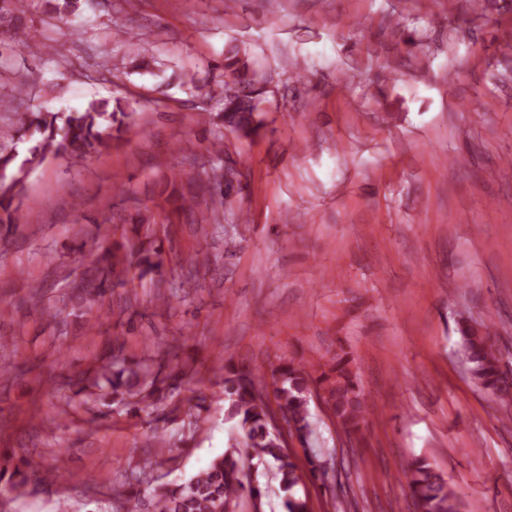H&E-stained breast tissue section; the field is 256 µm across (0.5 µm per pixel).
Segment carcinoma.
<instances>
[{"instance_id": "1", "label": "carcinoma", "mask_w": 512, "mask_h": 512, "mask_svg": "<svg viewBox=\"0 0 512 512\" xmlns=\"http://www.w3.org/2000/svg\"><path fill=\"white\" fill-rule=\"evenodd\" d=\"M27 0H0V43L7 37L13 45L7 46L15 53L17 46L40 54L58 55L57 48L41 39V31L31 27L17 35L24 24ZM79 0H63V6L54 5L42 24L56 26L62 34L78 38L79 28L70 26L68 15L78 9ZM149 51L138 43L130 44L128 62L119 64L107 60L113 69L132 65L142 69L149 64ZM8 92L0 96V110L11 114L15 121L0 123V230L17 222V214L25 198V181L29 167L43 163L47 158L83 160L112 148V141L135 125V108L110 110L106 100H91L80 112H34L30 100L35 85L25 77L7 79ZM263 88L257 86L247 62L230 50L224 56L222 71L208 84L207 95L224 106L222 119L245 135L259 133L262 123L258 105ZM33 142L29 156L17 162L18 142ZM207 189L211 192L212 206L208 209L211 220L220 222L224 206V172L221 166H211L206 173ZM127 258L142 271L160 265L159 260L145 255L133 243L125 245ZM115 272L109 265L107 276L99 282L85 284L79 289L82 295L93 298L105 293L108 275ZM461 352L469 364L473 382L486 393L499 399L512 395L501 377V360L497 356L495 322L476 328L460 323ZM276 405H271L256 378L242 372V368L224 367V403L227 418L234 421L235 436L229 439L224 453L212 458L201 469L191 473L180 483L153 485L147 471L153 468L151 459L142 460L137 467L114 489L107 506L96 512H114L113 504L122 503L125 512H139L143 500H150L153 512H244L263 506L265 491L258 478L244 469L243 458L256 461V465L273 472L283 493L286 512H310L307 498L297 493L307 477L321 478L323 451L313 447L318 439V421L310 411L309 398L320 393L332 411L336 423L351 435L361 430L364 422V401L350 368L348 353H335L328 361L311 368L301 361L283 360L271 368ZM158 375L140 362H118L105 367L98 387L112 390L117 398H138L142 401H162L157 395ZM279 411L288 427L298 433L304 446L306 468L298 465L297 455L287 448L273 433L274 411ZM42 463L35 459L0 457V493L14 499L26 494L28 482L37 477ZM403 478L410 490L413 507L417 512H458L457 491L425 458H418L403 470Z\"/></svg>"}]
</instances>
